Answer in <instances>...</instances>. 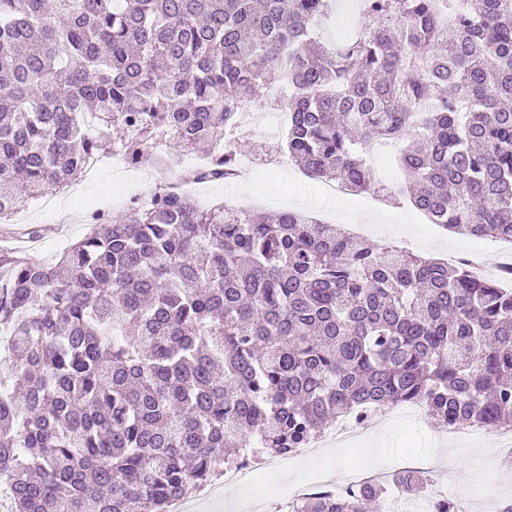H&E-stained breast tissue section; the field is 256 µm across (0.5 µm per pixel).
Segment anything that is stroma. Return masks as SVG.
<instances>
[{"label": "stroma", "instance_id": "obj_1", "mask_svg": "<svg viewBox=\"0 0 512 512\" xmlns=\"http://www.w3.org/2000/svg\"><path fill=\"white\" fill-rule=\"evenodd\" d=\"M272 112L270 100L258 101L237 128L235 140L241 158L251 161L252 166L244 176L231 182H183L185 171L198 162L196 154L190 151L185 152L180 164L160 167L158 158L173 150V139L166 136L149 146L148 159L139 166H115L107 161L95 172L84 174L57 191L53 205L46 207L37 200L28 203L15 220L40 231L31 245V253L50 257L86 232L92 211L122 214L132 200L147 199L160 186L171 183L182 184L204 205L238 203L270 213L293 208L326 224L343 227L354 223L356 217L362 216L368 195H347L341 199L327 196L322 182L309 179L295 165L283 164L275 150L285 138L287 128L273 119ZM377 210L386 214L388 221L379 225L373 237L375 243L399 240L411 251L444 259L449 249L464 242L463 236L440 225L420 223L410 205L382 202ZM377 420L375 431L361 443L338 444L326 454L302 458L291 472H282L278 464H270L267 474L249 492L264 500L278 497L280 486L326 465L341 476L356 467L392 471L402 468L408 457L430 458L448 441L447 429L438 427L427 416L419 422H406L382 412ZM457 433L465 438L459 468L451 471L443 467L436 471L437 483L444 487L449 500L463 507L464 512H483V503L489 497L512 500V470L502 463L497 432L463 425Z\"/></svg>", "mask_w": 512, "mask_h": 512}]
</instances>
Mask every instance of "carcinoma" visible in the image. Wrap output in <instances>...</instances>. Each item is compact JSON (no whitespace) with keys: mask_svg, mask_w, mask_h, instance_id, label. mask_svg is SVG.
<instances>
[{"mask_svg":"<svg viewBox=\"0 0 512 512\" xmlns=\"http://www.w3.org/2000/svg\"><path fill=\"white\" fill-rule=\"evenodd\" d=\"M0 0V223L119 148L171 135L195 181L238 176L240 116L286 91L279 154L385 195L399 149L415 208L512 240V0ZM0 484L10 512H166L346 416L421 402L512 429V288L298 211L203 207L175 186L98 213L53 260L0 251ZM397 472L404 496L426 493ZM366 483L294 512H382ZM376 148L384 151L383 159ZM370 152L375 153L377 157V167H372L376 179L393 191L403 188L404 176L391 157V153L373 144L367 148V153Z\"/></svg>","mask_w":512,"mask_h":512,"instance_id":"cac0c4a2","label":"carcinoma"}]
</instances>
